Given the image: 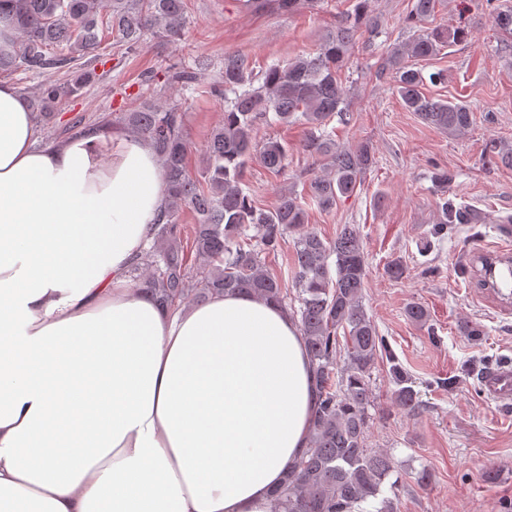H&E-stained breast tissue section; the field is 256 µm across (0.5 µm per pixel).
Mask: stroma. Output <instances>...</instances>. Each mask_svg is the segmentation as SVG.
<instances>
[{"label":"stroma","mask_w":512,"mask_h":512,"mask_svg":"<svg viewBox=\"0 0 512 512\" xmlns=\"http://www.w3.org/2000/svg\"><path fill=\"white\" fill-rule=\"evenodd\" d=\"M356 0L301 4L292 12L253 10L246 0H190L185 34L177 44L147 41L134 51L111 45L97 80L60 110L53 124L38 127V145L65 137L71 117L94 121L99 113H119L131 104L142 81L153 77L164 86L169 68L197 74L198 89L184 107L187 163L203 166L204 145L224 119V105L211 94L221 81L224 59L249 58L254 68L314 51ZM414 0H367L369 14L380 17L382 35L376 53L409 40ZM512 0H440L425 28H464L468 37L429 60L424 73L447 74L444 83L427 84L428 95L461 98L474 109V122L453 137L407 112L389 79L376 77L364 55L351 57L341 70L352 120L336 129L346 146H369L373 163L361 185L336 208H310L309 223L334 239L341 225H357L364 245L368 278L363 304L393 357L417 393L418 409L408 413L395 401L390 364L380 360L370 375L368 445L391 452L399 468L391 477L397 487V512H512V406L487 399L481 377L490 368L512 363V303L505 304L477 288L469 266L477 256L512 253V168L487 162L490 140L512 146V35L496 30L493 8ZM308 134L302 125L259 124V139L287 142L288 167L270 172L259 160L246 166L243 180L257 206L276 205L286 188L302 189L315 166L299 150ZM454 175L448 196L468 206L476 223L457 224L433 250L422 253L423 238L436 221L434 168ZM402 263L406 274L391 279L386 269ZM421 303L430 314L426 326L409 321L407 303ZM480 324L484 334L466 336L461 324ZM428 469V486L415 474ZM495 482H487L486 471Z\"/></svg>","instance_id":"obj_1"}]
</instances>
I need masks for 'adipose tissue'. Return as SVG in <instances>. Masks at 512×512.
Returning a JSON list of instances; mask_svg holds the SVG:
<instances>
[{"label": "adipose tissue", "instance_id": "ef3b65f1", "mask_svg": "<svg viewBox=\"0 0 512 512\" xmlns=\"http://www.w3.org/2000/svg\"><path fill=\"white\" fill-rule=\"evenodd\" d=\"M35 132L0 82V512H271L316 410L296 322L130 287L166 202L152 144Z\"/></svg>", "mask_w": 512, "mask_h": 512}]
</instances>
